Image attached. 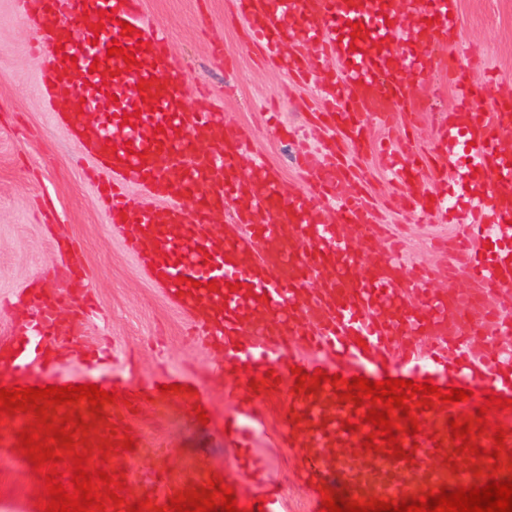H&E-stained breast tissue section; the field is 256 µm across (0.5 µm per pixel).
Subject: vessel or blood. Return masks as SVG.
<instances>
[{"label":"vessel or blood","instance_id":"obj_1","mask_svg":"<svg viewBox=\"0 0 512 512\" xmlns=\"http://www.w3.org/2000/svg\"><path fill=\"white\" fill-rule=\"evenodd\" d=\"M251 42L270 53L278 67L304 81L321 80L332 101L323 117L336 131L342 150L324 157L306 156L301 166L306 192L287 194L266 163L254 157L253 142L225 122L221 111L189 107L183 83L171 70L170 42L161 24L143 18L142 0H12L15 14L28 16L35 28L32 51L44 55L40 92L49 107L111 178L97 200L109 211L127 249L147 268L155 287L189 322V332L204 349L221 351L209 378L165 370L148 379L114 382L85 374H49L54 362L48 345L61 334L81 336L82 324L61 329L65 303L82 308L87 281L72 278V290L29 292L35 315L20 323L0 356V385L78 386L91 382L119 396L100 409L88 400L47 406L51 426L67 424L74 446L82 439L78 422L104 431L112 448V469L128 466L124 452L126 422L152 397L184 405L189 414L206 409L209 423L223 422L231 434L263 418L264 399L281 395L279 440L292 448L305 481L342 484L348 497L381 500L383 486H401L397 500L441 489L473 487L488 478H512V408L492 409L490 424L505 433L499 457L488 456L492 431L472 432L469 443L453 439L450 418L474 425L485 393L512 399V347L498 336L512 333V97L498 96L491 114L474 111L484 96L466 70L449 61L459 17L457 0H410L398 10L396 0H235ZM114 11L104 31L93 33L87 18ZM130 23L135 35L121 34ZM361 31H353V24ZM302 52L283 54L285 43ZM134 51L136 61L108 56L112 44ZM337 67L321 71L322 60ZM99 71H91V64ZM113 71L102 87L100 70ZM445 78L460 102L438 128L433 172L453 174L467 196L470 218L463 240L451 250L440 273L418 276L409 285L398 254L366 250L381 238L385 225L361 188V176L346 163L344 151L367 143L371 125L391 127L396 110L421 112L422 99L409 90L417 82L429 90L432 76ZM251 157L249 173L240 162ZM392 182L407 192L417 218L447 216L446 192H430L418 176L389 159ZM136 185L162 197V204L130 194ZM232 206L233 223L218 225L216 212ZM335 208V222L323 212ZM463 267L470 289L455 287L456 267ZM306 380L296 384L297 370ZM330 378L313 384L315 371ZM372 381L392 377L433 380L472 396L457 403L422 396L408 402V412L392 411L394 431L403 451L392 455L381 434L364 417L366 405L344 397V379ZM167 393H159V386ZM233 404L235 416L219 417L214 387ZM414 414L420 432L408 435L405 414ZM35 421L31 412L0 414V454L26 467L17 436ZM372 447H365V440ZM482 446L483 456L472 446ZM467 455L456 467L454 454ZM230 468L216 475L161 479L157 506L172 497L217 484L237 490V479L252 480L250 507L283 512L274 482L259 477L257 462L246 449L228 453ZM388 459L381 475L372 462Z\"/></svg>","mask_w":512,"mask_h":512}]
</instances>
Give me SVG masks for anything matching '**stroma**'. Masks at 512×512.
I'll use <instances>...</instances> for the list:
<instances>
[{
	"label": "stroma",
	"mask_w": 512,
	"mask_h": 512,
	"mask_svg": "<svg viewBox=\"0 0 512 512\" xmlns=\"http://www.w3.org/2000/svg\"><path fill=\"white\" fill-rule=\"evenodd\" d=\"M148 19L164 24L171 55L193 107H215L227 121L248 133L255 149L279 175L287 193L306 191L298 159L320 151L329 133L312 122L326 99L324 88L307 83L262 61L250 46L233 0H143ZM459 30L448 53L487 90L476 108L488 111L499 91L512 90V0H458ZM34 33L0 0V345L9 343L22 316L16 300L32 283L46 279L55 265L75 268L90 280L95 312L85 326L88 344L109 347L113 372L132 378L157 371H214L216 355L197 346L185 316L151 282L129 252L122 232L97 205V188L86 168L97 161L74 135L55 122L39 91L42 61L29 45ZM455 104L453 90L436 81L435 94L421 114L414 135L419 148L406 157L428 186L429 150L442 114ZM368 172L370 204L401 244L406 276L438 266L437 239L460 232L467 221L457 210L452 221L436 216L414 222L405 201L393 195L382 163L370 149L353 151ZM282 398L265 405L266 427L249 441L251 452L281 488L285 512H311L305 487L294 477L290 448L273 435ZM136 444L125 484L135 502L156 495L146 474L156 467L176 476L223 469L221 432L193 425L186 410L151 402L127 424ZM41 485L0 456V512H31Z\"/></svg>",
	"instance_id": "obj_1"
}]
</instances>
